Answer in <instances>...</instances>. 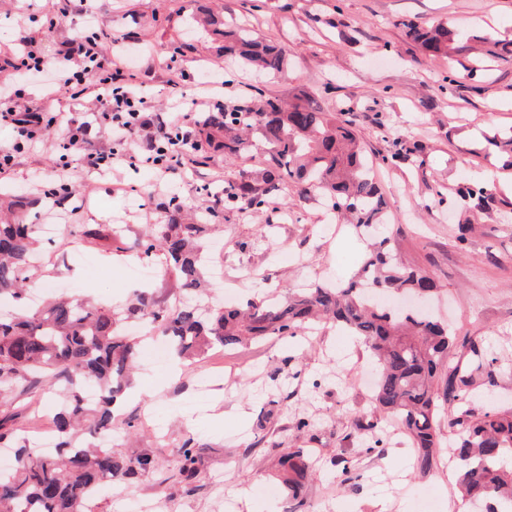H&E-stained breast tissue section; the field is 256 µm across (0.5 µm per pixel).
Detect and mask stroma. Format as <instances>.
<instances>
[{
  "label": "stroma",
  "mask_w": 512,
  "mask_h": 512,
  "mask_svg": "<svg viewBox=\"0 0 512 512\" xmlns=\"http://www.w3.org/2000/svg\"><path fill=\"white\" fill-rule=\"evenodd\" d=\"M92 7L93 17L77 8L50 30L40 0H0V43L33 37L50 60L93 26L134 61L154 112L210 97L220 82L228 109L261 92L286 104L304 94L348 120L375 165L388 230L404 258L434 279L437 308L456 334L499 360L500 372L490 377L468 369V348L452 351L450 365L467 370L472 409L479 415L512 408V191L504 187L512 157L484 140L512 129V58L488 52L490 41H512V0H94ZM207 13L287 45V69L271 79L219 59V42L202 22ZM407 20L453 24L470 50L453 62L426 56L405 36ZM173 70L182 74L177 88L169 82ZM397 136L412 151L394 161ZM78 160L49 134L0 173L1 192L28 198L27 223L58 227L33 277L58 294L118 312L142 291L158 307L178 304L186 291L175 273L158 270L145 287L124 276L140 264L130 242L160 222L173 197L192 222L211 220L202 241L209 263L223 267L225 287L244 300L348 281L369 250L368 238L297 181L272 191L268 206L220 207L208 216L222 179L267 168L263 146L230 162L208 148L202 163L163 174L127 166L89 170L72 199L47 209L42 192L57 182L63 162ZM473 181L485 182L487 201L466 210L459 189ZM74 222L109 225L118 236L76 249L68 242ZM466 222L475 229L460 248L455 228ZM155 355L152 338L144 337L124 412L144 419L145 428L118 444L129 455L151 454L159 468L139 475L127 493L105 491L100 512H128L132 502H164L176 512H288L275 475L285 448L305 449L314 461L305 512H483L455 500L457 463L449 455L428 475L414 470L412 442L397 422L380 420L374 386L364 378L373 369L370 355L348 331L328 326L296 339L211 351L174 376ZM211 373L217 379L210 397L198 404L194 379ZM375 421L385 447L368 454L365 427ZM189 434L207 450L186 488L175 478L176 450ZM346 467L357 478L345 484Z\"/></svg>",
  "instance_id": "stroma-1"
}]
</instances>
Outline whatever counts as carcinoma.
Instances as JSON below:
<instances>
[{"mask_svg": "<svg viewBox=\"0 0 512 512\" xmlns=\"http://www.w3.org/2000/svg\"><path fill=\"white\" fill-rule=\"evenodd\" d=\"M407 35L430 57L462 54L448 26L403 23ZM224 38L221 52L245 67L261 68L269 77L288 66V48L249 30L215 29ZM199 125L208 146L233 157L256 147L248 132H260L270 150L269 168L257 183L243 177L224 188V207L259 208L280 185L296 178L317 186L332 210L351 218L361 234L375 238L357 274L347 282L316 284L281 302L267 295L246 306L213 305L201 313L192 304L161 309L141 292L125 310L126 318L145 323L168 341L180 359L194 358L218 346L233 347L270 336L295 337L315 323L350 329L370 348L377 371V408L396 417L412 440L414 466L423 475L436 464L440 445V406L458 412L448 419L459 460L457 482L465 495L487 503V512H512V410L477 416L462 388L461 367H447L457 337L430 315L383 306L372 295L403 291L431 293L436 284L422 269L404 260L393 238L381 231L386 201L356 135L329 117L305 95L288 108L276 98L258 106L213 112ZM465 204L478 208L486 198L482 183L462 187ZM26 201L12 199L0 213V301L18 306L0 316V447L15 449V462L0 469V512H89V496L105 487L120 489L125 480L155 467L153 456L127 455L102 444L117 429L137 432L133 417L117 413L116 403L130 384L139 359L140 341L117 327L115 313L88 301L59 298L36 307L25 304L35 258L42 247L37 225L23 223ZM181 205L167 211L132 248L173 270L187 291L202 288L204 259L196 242L206 224L180 222ZM95 386L98 398L86 402L84 391ZM39 388L58 401L52 432L55 456L36 453V436L14 427L17 389ZM206 447L190 436L179 448V479L189 484L200 473ZM279 478L287 497L297 499L312 479L307 454L288 449L278 457Z\"/></svg>", "mask_w": 512, "mask_h": 512, "instance_id": "cac0c4a2", "label": "carcinoma"}]
</instances>
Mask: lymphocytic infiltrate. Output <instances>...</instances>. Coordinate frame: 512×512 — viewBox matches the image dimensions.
Instances as JSON below:
<instances>
[{
	"label": "lymphocytic infiltrate",
	"mask_w": 512,
	"mask_h": 512,
	"mask_svg": "<svg viewBox=\"0 0 512 512\" xmlns=\"http://www.w3.org/2000/svg\"><path fill=\"white\" fill-rule=\"evenodd\" d=\"M100 44L97 36L74 39L70 46L59 50L58 59L52 64L30 44H1L0 62L9 74L0 81V121L12 125L18 135L29 140L51 130L58 132L65 146L87 153L90 164L96 168L133 163L166 171L181 165L183 156L194 145L190 133L148 137L155 113L137 85L129 82L128 69L120 54L100 61ZM47 70L54 75V94L80 102L84 120H76L52 106L43 113L31 111L15 101L17 81ZM95 127L106 131L113 141L124 144V151L90 152L89 134Z\"/></svg>",
	"instance_id": "1"
}]
</instances>
